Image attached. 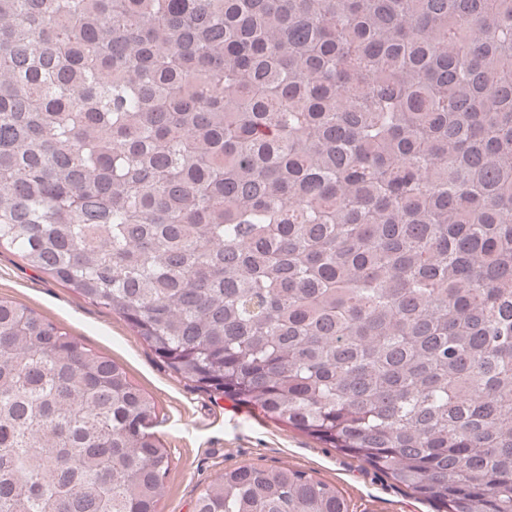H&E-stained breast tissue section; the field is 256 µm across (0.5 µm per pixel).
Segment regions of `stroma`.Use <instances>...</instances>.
I'll return each instance as SVG.
<instances>
[{
	"instance_id": "35a3bbf8",
	"label": "stroma",
	"mask_w": 512,
	"mask_h": 512,
	"mask_svg": "<svg viewBox=\"0 0 512 512\" xmlns=\"http://www.w3.org/2000/svg\"><path fill=\"white\" fill-rule=\"evenodd\" d=\"M0 298L34 310L86 347L123 367L158 407L153 431L171 455L160 512H193L202 487L224 469L247 465L306 471L336 485L349 512H431L366 464L270 421L257 411L199 390L149 350L117 313L0 249Z\"/></svg>"
}]
</instances>
